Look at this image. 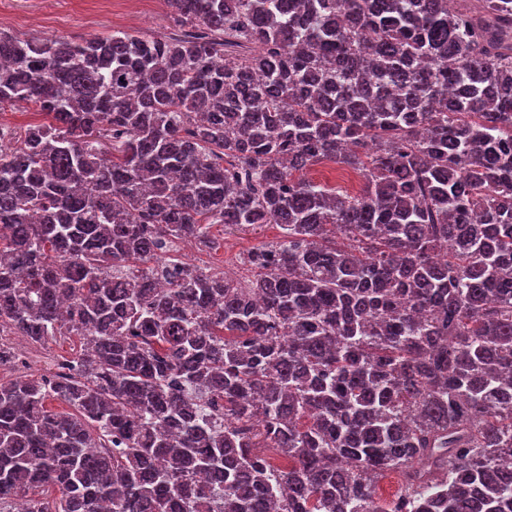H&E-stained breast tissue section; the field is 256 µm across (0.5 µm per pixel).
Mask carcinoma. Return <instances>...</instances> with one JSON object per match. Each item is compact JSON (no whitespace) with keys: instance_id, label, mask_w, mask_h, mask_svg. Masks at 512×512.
Masks as SVG:
<instances>
[{"instance_id":"cac0c4a2","label":"carcinoma","mask_w":512,"mask_h":512,"mask_svg":"<svg viewBox=\"0 0 512 512\" xmlns=\"http://www.w3.org/2000/svg\"><path fill=\"white\" fill-rule=\"evenodd\" d=\"M167 2L0 31V334L85 340L0 379V512H512V0ZM0 28L21 38L73 40L112 31H173L170 9L160 0H0ZM306 177L316 182L328 183L332 187H336L337 190L350 193L360 191L363 188V181L354 171L331 162L310 167L306 171ZM211 236L217 240L219 246L214 249H199L189 242H182L180 253L192 264L215 271L224 269L233 270L235 280L250 277V272L241 264L240 255L261 241L275 239L279 229L274 224H266L257 230H249L237 235L224 234V226L216 224L211 229Z\"/></svg>"}]
</instances>
